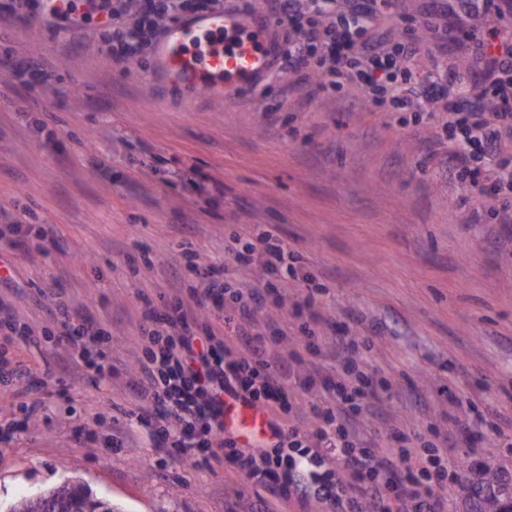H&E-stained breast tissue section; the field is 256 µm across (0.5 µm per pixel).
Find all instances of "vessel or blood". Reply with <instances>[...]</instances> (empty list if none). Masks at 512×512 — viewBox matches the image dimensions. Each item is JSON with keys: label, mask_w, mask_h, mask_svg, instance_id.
I'll return each instance as SVG.
<instances>
[{"label": "vessel or blood", "mask_w": 512, "mask_h": 512, "mask_svg": "<svg viewBox=\"0 0 512 512\" xmlns=\"http://www.w3.org/2000/svg\"><path fill=\"white\" fill-rule=\"evenodd\" d=\"M172 76L199 94L231 99L268 70L271 49L251 16L212 11L170 25L159 51ZM225 429L249 440L267 432L263 409L240 405L224 414Z\"/></svg>", "instance_id": "1"}]
</instances>
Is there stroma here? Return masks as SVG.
<instances>
[{"label": "stroma", "instance_id": "obj_1", "mask_svg": "<svg viewBox=\"0 0 512 512\" xmlns=\"http://www.w3.org/2000/svg\"><path fill=\"white\" fill-rule=\"evenodd\" d=\"M431 8L399 0L392 20L427 42ZM104 35L95 18L77 36L35 10L0 20V213L53 227L42 242L0 238L13 270L0 302L39 332L51 298L72 299L111 323L119 368L62 375L64 348L7 346L31 377L0 384V512L68 480L116 512H254L260 500L298 512L265 488L235 495L227 462L169 460L133 426L141 308L189 295L193 277L168 267L184 250L222 255L225 279L263 287L260 318L288 332L274 353L302 340L293 302L316 287V344L326 354L341 332L359 338L394 427L451 435V457L474 473L512 475V224L470 223L434 116L373 112L285 70L220 102L160 73L153 50L127 64L99 55ZM189 166L221 191L197 200L179 177ZM262 231L308 283L235 261L236 236ZM35 401L45 415H27ZM112 435L123 444L109 452Z\"/></svg>", "mask_w": 512, "mask_h": 512}]
</instances>
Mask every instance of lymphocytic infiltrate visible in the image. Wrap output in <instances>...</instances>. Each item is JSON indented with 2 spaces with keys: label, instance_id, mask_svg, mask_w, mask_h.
I'll list each match as a JSON object with an SVG mask.
<instances>
[{
  "label": "lymphocytic infiltrate",
  "instance_id": "f902f5d3",
  "mask_svg": "<svg viewBox=\"0 0 512 512\" xmlns=\"http://www.w3.org/2000/svg\"><path fill=\"white\" fill-rule=\"evenodd\" d=\"M345 9L315 18L302 0H269V15L288 32L291 50L278 53L280 67L315 74L320 88L352 87L366 93L369 107L399 112L417 103L445 116L438 134L447 146L455 182L471 194L493 199L496 223H512V33L497 41L484 30H497L512 0H448L436 11L440 23L433 55L453 49L467 54L465 68L448 63L446 81L414 77L410 66L420 44L405 38L397 25L380 17L378 0H344ZM88 12L74 0H42L44 18L72 32L84 29L96 13L106 35L101 50L126 62L155 44L157 16L172 8L179 17H197L223 8L224 0H135L136 24L125 21V0H87ZM288 247L262 232L256 243L236 253L238 263L267 274L297 278L283 262ZM196 285L189 298L174 297L163 307L146 304L138 337L141 356L126 383L136 400L139 425L150 428L170 457L198 459L201 452L230 459L239 490L261 485L278 498L306 507L310 499L329 512H448L437 488L457 479L449 458L448 437L424 441L397 433L381 447L378 429H363L359 418L377 416L378 393L354 355L355 337L336 339L334 365L316 358L273 355L271 338L286 337L274 320H259L261 293L230 289L218 263L193 265ZM232 297V340L203 322L204 303L222 305ZM53 345L69 349L72 364L98 377L115 369L110 331L87 310L62 297L49 306ZM321 388L318 401L307 400ZM252 404L263 408L272 439L264 446H242L224 431V407ZM335 467H327V459Z\"/></svg>",
  "mask_w": 512,
  "mask_h": 512
}]
</instances>
